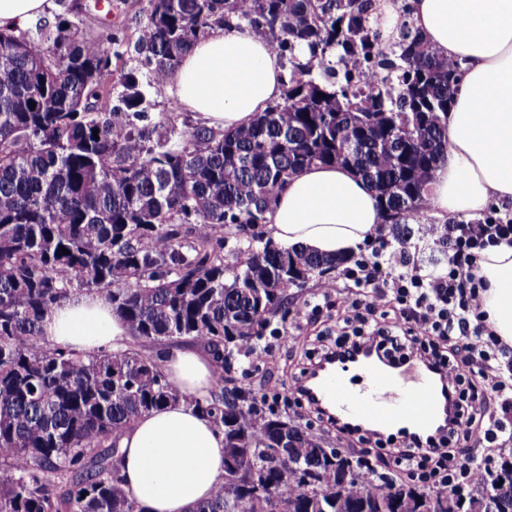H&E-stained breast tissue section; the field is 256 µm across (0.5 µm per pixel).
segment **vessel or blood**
Listing matches in <instances>:
<instances>
[{
	"mask_svg": "<svg viewBox=\"0 0 512 512\" xmlns=\"http://www.w3.org/2000/svg\"><path fill=\"white\" fill-rule=\"evenodd\" d=\"M314 395L340 423L378 431H433L446 408L428 369L407 374L374 358L334 363L317 380Z\"/></svg>",
	"mask_w": 512,
	"mask_h": 512,
	"instance_id": "vessel-or-blood-1",
	"label": "vessel or blood"
}]
</instances>
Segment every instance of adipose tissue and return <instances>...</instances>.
<instances>
[{
	"mask_svg": "<svg viewBox=\"0 0 512 512\" xmlns=\"http://www.w3.org/2000/svg\"><path fill=\"white\" fill-rule=\"evenodd\" d=\"M436 53L460 63L463 77L446 119L448 150L424 194L428 214L475 217L512 202V0H412L410 17ZM286 81L268 42L247 27L197 39L169 76L179 109L227 131L247 126L281 98ZM384 222L371 185L342 166L297 171L279 192L265 232L284 246L324 257L353 255ZM487 325L512 347V247L484 251ZM52 347L72 352L124 348L126 322L104 296L66 300L44 318ZM162 367L180 398L142 415L119 438L120 476L142 512H191L223 482L224 434L196 409L215 385L201 347L164 348Z\"/></svg>",
	"mask_w": 512,
	"mask_h": 512,
	"instance_id": "obj_1",
	"label": "adipose tissue"
}]
</instances>
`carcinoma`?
<instances>
[{
    "instance_id": "cac0c4a2",
    "label": "carcinoma",
    "mask_w": 512,
    "mask_h": 512,
    "mask_svg": "<svg viewBox=\"0 0 512 512\" xmlns=\"http://www.w3.org/2000/svg\"><path fill=\"white\" fill-rule=\"evenodd\" d=\"M371 5L147 0L139 66L120 73L118 94L112 28L97 32L68 10L33 32L0 30V512H143L119 476V436L178 398L159 347L183 342L207 347L223 373L194 405L224 430L225 457L246 465L193 512H233L246 498L248 512H394L397 500L425 496L383 476L345 477L298 425L288 453L270 461L278 415L228 402L237 385L224 346L254 353L287 313L288 289L350 262L248 234L268 223L291 175L353 169L399 241L447 150L459 63L410 23L383 38ZM233 20L280 56L281 100L235 131L151 118V96L187 49ZM81 291L105 293L140 348L50 347L45 314ZM298 468L317 474L322 495L295 483ZM258 487L268 497H253ZM463 497L512 512V466L454 495L458 510Z\"/></svg>"
}]
</instances>
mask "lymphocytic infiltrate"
Returning a JSON list of instances; mask_svg holds the SVG:
<instances>
[{"label":"lymphocytic infiltrate","instance_id":"1","mask_svg":"<svg viewBox=\"0 0 512 512\" xmlns=\"http://www.w3.org/2000/svg\"><path fill=\"white\" fill-rule=\"evenodd\" d=\"M423 239L441 238L448 247L442 267L425 271L408 247L380 242L370 254L354 258L339 283L323 285L322 307L336 311L335 332H322L308 368L366 353L398 354L402 363L420 364L437 375L451 407L443 423L429 434L381 436L339 426L307 397L303 378L291 394L337 437L356 438L363 466L390 457L407 475L421 477L444 490H456L487 477L480 454L497 445L512 417V378L496 368L498 358L512 354L484 323L478 277L480 253L486 247H512V214L484 212L480 223L424 224Z\"/></svg>","mask_w":512,"mask_h":512}]
</instances>
